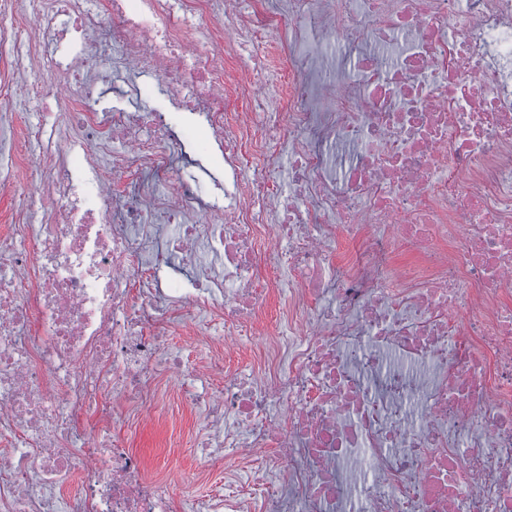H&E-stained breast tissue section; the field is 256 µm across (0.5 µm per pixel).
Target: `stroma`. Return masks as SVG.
<instances>
[{"label": "stroma", "mask_w": 512, "mask_h": 512, "mask_svg": "<svg viewBox=\"0 0 512 512\" xmlns=\"http://www.w3.org/2000/svg\"><path fill=\"white\" fill-rule=\"evenodd\" d=\"M107 46H97L92 50L94 68L102 78L103 94L98 102L102 111L113 107L126 106L124 97L128 76L113 71L112 60L107 56ZM24 62L13 67L0 61V82L13 87V94L0 98V110L14 113L20 126H44L46 131L61 129L71 121L66 110L57 107L51 88H43L38 98H30L28 85L41 80V65L28 61L27 48H20ZM209 138L202 130H186L171 147V163L176 173L188 179L200 181L201 185L211 186L213 177L219 171L209 160ZM166 343L171 350L189 354L200 363L209 362L214 356H225L231 368L250 373L255 365L250 349L230 350L216 348L190 339L185 331L170 333ZM209 379L192 377L180 373L163 375L160 381L161 413L154 422L137 427L130 432L132 450L142 459L150 476L155 478L175 477L178 471L198 472V480L186 493L191 497L212 495L224 486V470L212 465L196 446L197 420L195 410L183 397L184 391L199 390L209 386Z\"/></svg>", "instance_id": "obj_1"}]
</instances>
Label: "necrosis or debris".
I'll list each match as a JSON object with an SVG mask.
<instances>
[{
  "instance_id": "1",
  "label": "necrosis or debris",
  "mask_w": 512,
  "mask_h": 512,
  "mask_svg": "<svg viewBox=\"0 0 512 512\" xmlns=\"http://www.w3.org/2000/svg\"><path fill=\"white\" fill-rule=\"evenodd\" d=\"M224 11V31L202 20ZM58 96L108 42L163 112L84 107L37 173L0 151V512H512V0H0ZM284 30L280 65L269 35ZM207 129L224 202L172 175ZM84 164L72 166V156ZM123 181H116V174ZM188 268L189 287L162 269ZM284 295L265 328L274 294ZM253 377L188 392L223 492L149 478L122 428L171 331ZM139 82L144 87L141 100L137 105L143 109H158L164 111L165 98L160 94L161 82L158 77L152 75H143L139 78ZM259 341H254L251 346L242 350H230L226 355L227 363L232 369L242 370L244 374H251L252 368L257 367V364L253 360L252 350H255L259 346Z\"/></svg>"
}]
</instances>
